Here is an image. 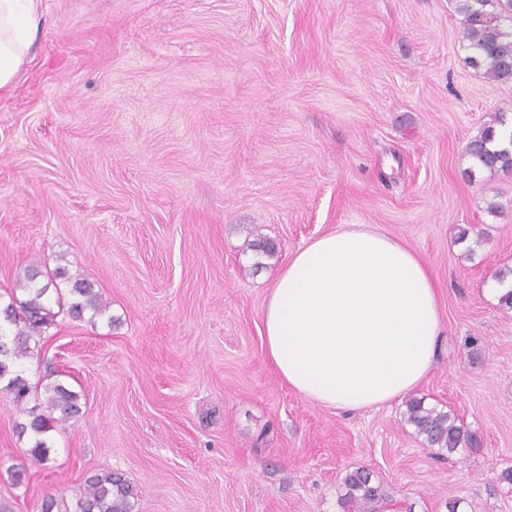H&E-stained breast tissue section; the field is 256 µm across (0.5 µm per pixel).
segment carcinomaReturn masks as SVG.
Returning a JSON list of instances; mask_svg holds the SVG:
<instances>
[{
	"label": "carcinoma",
	"instance_id": "cac0c4a2",
	"mask_svg": "<svg viewBox=\"0 0 512 512\" xmlns=\"http://www.w3.org/2000/svg\"><path fill=\"white\" fill-rule=\"evenodd\" d=\"M462 14V39L472 55L469 63L485 69L491 79L512 82V0H459ZM505 114L497 113L470 140L466 149L473 166L492 175H512V149L502 145L501 128ZM38 265L31 264L20 276L9 301L0 307V382L14 400L22 402L32 391L26 376L24 360L31 354L30 342L41 336L54 322L53 306L65 310L73 320L85 315L95 318L105 309L101 295L91 283L77 279L68 289L70 301L63 302L61 289L53 278L41 281ZM45 410L28 411V419L17 425L18 434L29 435L32 459L45 464L50 460L46 434L77 417L81 411L80 396L60 382L44 387ZM406 421L413 425L431 448L455 451L465 445L478 444L476 435L449 412L424 406L423 399L406 402ZM345 493L340 498L342 512H383L387 494L365 468L346 473ZM133 487L120 474L105 472L91 477L75 503V509L49 494L43 497L41 512H131Z\"/></svg>",
	"mask_w": 512,
	"mask_h": 512
}]
</instances>
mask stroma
Instances as JSON below:
<instances>
[{
  "label": "stroma",
  "mask_w": 512,
  "mask_h": 512,
  "mask_svg": "<svg viewBox=\"0 0 512 512\" xmlns=\"http://www.w3.org/2000/svg\"><path fill=\"white\" fill-rule=\"evenodd\" d=\"M42 5L34 59L0 95V296L36 263L107 310L58 314L24 362L26 403L0 390V512L75 503L106 471L132 512H340L358 467L391 512H512V309L486 291L512 268V177L464 175L466 144L512 117V83L468 64L457 0ZM342 224L427 263L444 336L414 395L480 447H428L401 401L318 407L273 370V280ZM55 380L82 410L40 465L16 426ZM68 295L70 301L66 303L65 313L71 319L81 321L90 313L89 319L92 320L105 309L101 295L84 279H76L68 289Z\"/></svg>",
  "instance_id": "obj_1"
}]
</instances>
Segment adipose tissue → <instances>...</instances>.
Wrapping results in <instances>:
<instances>
[{"label":"adipose tissue","mask_w":512,"mask_h":512,"mask_svg":"<svg viewBox=\"0 0 512 512\" xmlns=\"http://www.w3.org/2000/svg\"><path fill=\"white\" fill-rule=\"evenodd\" d=\"M40 0H0V93L17 81ZM278 376L311 403L346 411L401 400L432 370L443 332L435 280L406 243L343 224L296 250L262 311Z\"/></svg>","instance_id":"1"}]
</instances>
